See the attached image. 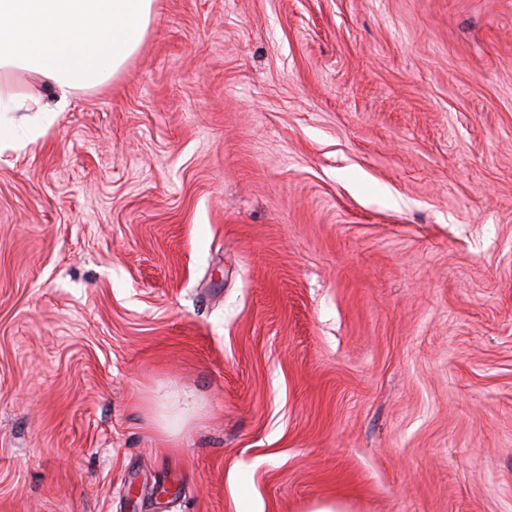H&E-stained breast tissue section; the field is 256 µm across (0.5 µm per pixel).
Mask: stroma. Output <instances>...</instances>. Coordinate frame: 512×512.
Listing matches in <instances>:
<instances>
[{
  "mask_svg": "<svg viewBox=\"0 0 512 512\" xmlns=\"http://www.w3.org/2000/svg\"><path fill=\"white\" fill-rule=\"evenodd\" d=\"M0 88V512H512V0H156Z\"/></svg>",
  "mask_w": 512,
  "mask_h": 512,
  "instance_id": "obj_1",
  "label": "stroma"
}]
</instances>
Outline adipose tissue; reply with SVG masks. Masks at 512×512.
<instances>
[{"mask_svg": "<svg viewBox=\"0 0 512 512\" xmlns=\"http://www.w3.org/2000/svg\"><path fill=\"white\" fill-rule=\"evenodd\" d=\"M155 0H0V76L47 80L64 110L73 90L109 84L137 52Z\"/></svg>", "mask_w": 512, "mask_h": 512, "instance_id": "1", "label": "adipose tissue"}]
</instances>
